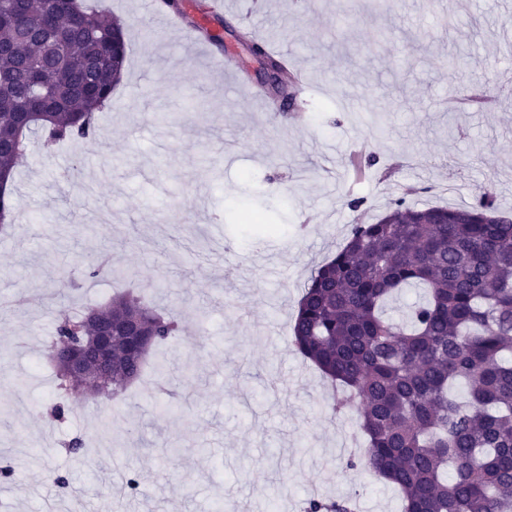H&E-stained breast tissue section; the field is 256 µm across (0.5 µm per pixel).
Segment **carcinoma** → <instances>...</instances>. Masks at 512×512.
Wrapping results in <instances>:
<instances>
[{
  "instance_id": "cac0c4a2",
  "label": "carcinoma",
  "mask_w": 512,
  "mask_h": 512,
  "mask_svg": "<svg viewBox=\"0 0 512 512\" xmlns=\"http://www.w3.org/2000/svg\"><path fill=\"white\" fill-rule=\"evenodd\" d=\"M0 20V173L13 177L28 136L46 144L97 133L96 113L112 100L126 53L122 24L78 0H3ZM65 20L68 40L43 25ZM52 69L32 78L29 64ZM112 264L84 261L64 282L76 288ZM426 296L406 318L386 313L400 289ZM99 312L121 321L113 351L120 370L106 389L82 384L117 404L143 371L125 337L153 348L179 335L175 321L132 297ZM84 317L56 320L55 341L86 343ZM292 344L342 392L334 411L358 415L366 448L346 469L367 467L398 490L402 512H512V213L483 192L463 207H418L394 200L373 224H352L340 249L304 288ZM461 386L466 401L453 389ZM304 512H354L350 496L312 497Z\"/></svg>"
}]
</instances>
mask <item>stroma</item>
I'll return each mask as SVG.
<instances>
[{
  "instance_id": "obj_1",
  "label": "stroma",
  "mask_w": 512,
  "mask_h": 512,
  "mask_svg": "<svg viewBox=\"0 0 512 512\" xmlns=\"http://www.w3.org/2000/svg\"><path fill=\"white\" fill-rule=\"evenodd\" d=\"M93 2L124 21V76L96 138L51 152L30 138L0 231V461L13 467L0 512H302L342 495L357 512H400L392 486L345 470L363 445L357 417L333 415L291 324L350 224L375 222L407 188L421 206H465L482 188L512 202L505 0H239L234 14L181 0L207 28L286 52L308 82L294 105L261 88L235 32L195 58L180 33L150 34L147 0ZM212 55L231 58L238 89ZM482 91V111L449 109ZM256 210L275 232L257 229ZM106 252L118 277L61 288L70 265ZM121 292L172 312L180 339L149 352L126 403L44 418L58 310ZM76 435L88 446L73 455Z\"/></svg>"
}]
</instances>
